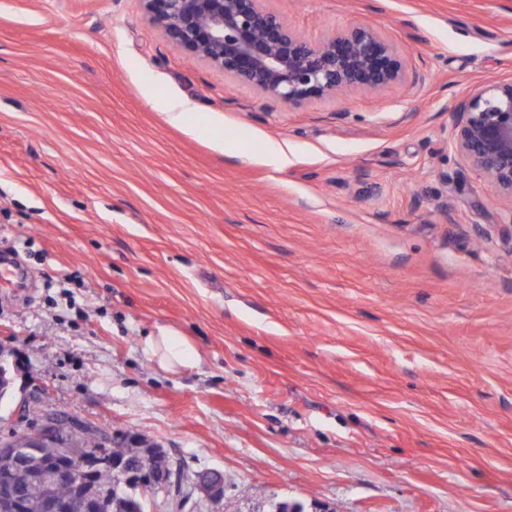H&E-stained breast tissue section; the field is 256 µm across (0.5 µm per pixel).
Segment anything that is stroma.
<instances>
[{"instance_id": "1", "label": "stroma", "mask_w": 512, "mask_h": 512, "mask_svg": "<svg viewBox=\"0 0 512 512\" xmlns=\"http://www.w3.org/2000/svg\"><path fill=\"white\" fill-rule=\"evenodd\" d=\"M269 5L373 25L406 84L290 108L140 0H0V256L37 282L0 288V431H136L223 470V512H512V241L476 244L502 203L451 145L512 78V0ZM162 330L195 364L145 352Z\"/></svg>"}]
</instances>
